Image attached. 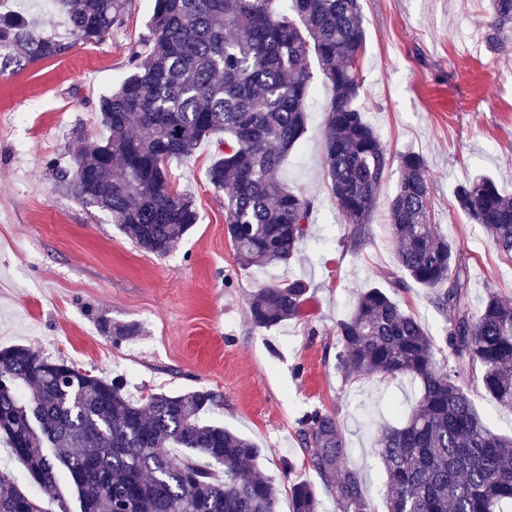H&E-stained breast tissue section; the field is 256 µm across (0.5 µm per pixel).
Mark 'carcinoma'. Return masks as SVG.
I'll return each instance as SVG.
<instances>
[{
  "label": "carcinoma",
  "mask_w": 512,
  "mask_h": 512,
  "mask_svg": "<svg viewBox=\"0 0 512 512\" xmlns=\"http://www.w3.org/2000/svg\"><path fill=\"white\" fill-rule=\"evenodd\" d=\"M154 0L147 59L99 101L107 134H78L69 160L49 162L61 187L112 218L142 251L172 252L199 216L193 198L172 189L173 162L214 138L210 184L229 187L226 232L238 264H286L315 223L314 201L281 176L305 132L311 60L334 89L326 113L324 165L336 206L362 245L389 169L381 140L356 107L366 32L359 0ZM125 0H55L66 37L38 29L26 13L0 12V74L101 41L121 22ZM486 46L512 40V0H488ZM390 228L401 274L389 289L361 293L336 324V369L380 380L409 377L419 398L378 444L387 477L386 512H502L512 503V437L491 431L471 398V377L512 409V300L491 291L474 305L466 264L430 222L433 199L422 156L399 157ZM456 206L512 257V196L489 177L461 183ZM425 288L447 325L448 356L433 344L399 293ZM301 278L258 289L252 326L268 331L301 316ZM222 396L195 389L133 399L123 385L23 345L0 349V438L25 464L29 481L57 488L68 479L81 512H276L277 489L252 468L261 449L202 416ZM310 467L336 512H369L366 490L336 418L315 409L297 432ZM185 449L173 459L164 448ZM292 512H322L314 486L290 488ZM0 512H41L14 478L0 473Z\"/></svg>",
  "instance_id": "1"
}]
</instances>
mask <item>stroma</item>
<instances>
[{
	"mask_svg": "<svg viewBox=\"0 0 512 512\" xmlns=\"http://www.w3.org/2000/svg\"><path fill=\"white\" fill-rule=\"evenodd\" d=\"M359 3L366 44L357 107L391 157L413 151L425 159L433 221L468 264L473 301L491 290L512 300V259L453 199L457 184L479 174L512 195V43L496 54L487 50V0ZM152 7L153 0H127L120 24L101 42L0 76V347L26 345L107 379L122 376L134 397L196 388L220 393L224 405L213 419L259 446L256 468L277 488V512H290L289 488L299 481L315 486L325 512H335L297 440L305 412L329 411L363 476L371 512H385L377 429L400 423L417 390L406 379L340 374L336 324L360 292L397 270L387 224L400 173L390 167L369 234L359 249H349L351 226L324 168L333 89L319 66L311 68L304 136L282 169L292 190L313 199L316 222L288 264L239 266L225 229L226 192L206 178L211 140L170 167L172 188L193 195L199 219L162 258L140 250L107 214L84 207L57 183L51 161L64 156L74 133L101 134L99 98L131 72ZM291 277L310 286L304 315L255 330L250 295ZM400 301L443 360L446 322L426 289L411 286ZM104 318L137 333L113 342L101 330ZM0 471L27 487L43 512H79L70 490L50 494L30 485L23 463L1 442Z\"/></svg>",
	"mask_w": 512,
	"mask_h": 512,
	"instance_id": "1",
	"label": "stroma"
}]
</instances>
